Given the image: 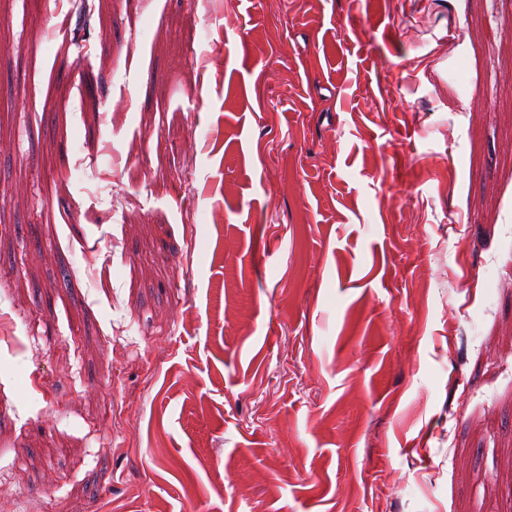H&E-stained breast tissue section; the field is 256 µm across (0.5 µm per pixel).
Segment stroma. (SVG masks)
I'll return each instance as SVG.
<instances>
[{
    "mask_svg": "<svg viewBox=\"0 0 512 512\" xmlns=\"http://www.w3.org/2000/svg\"><path fill=\"white\" fill-rule=\"evenodd\" d=\"M0 46V512H512V0Z\"/></svg>",
    "mask_w": 512,
    "mask_h": 512,
    "instance_id": "obj_1",
    "label": "stroma"
}]
</instances>
